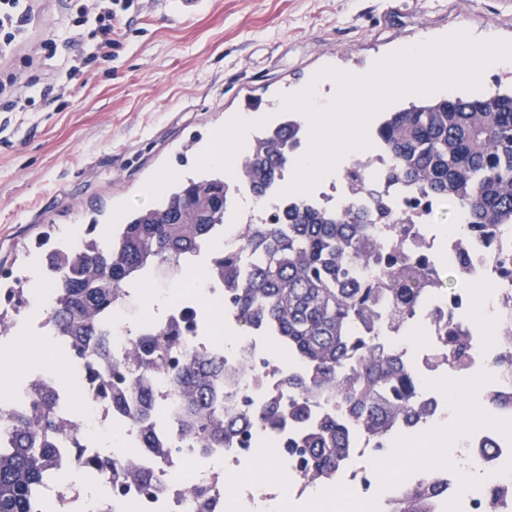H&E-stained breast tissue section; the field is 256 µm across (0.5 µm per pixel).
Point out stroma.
Returning <instances> with one entry per match:
<instances>
[{
    "instance_id": "obj_1",
    "label": "stroma",
    "mask_w": 512,
    "mask_h": 512,
    "mask_svg": "<svg viewBox=\"0 0 512 512\" xmlns=\"http://www.w3.org/2000/svg\"><path fill=\"white\" fill-rule=\"evenodd\" d=\"M142 0L116 58L98 61L71 97L35 112H0V274L28 273L44 231L151 207V184L208 173L203 155L227 118L278 112L291 88L332 68L365 71L395 47L458 29L512 42L504 0H207L171 19ZM37 0L38 25L0 57L18 90L52 70L37 50L65 18Z\"/></svg>"
}]
</instances>
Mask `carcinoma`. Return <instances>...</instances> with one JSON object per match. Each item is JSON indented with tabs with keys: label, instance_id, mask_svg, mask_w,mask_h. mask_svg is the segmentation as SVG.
<instances>
[{
	"label": "carcinoma",
	"instance_id": "obj_1",
	"mask_svg": "<svg viewBox=\"0 0 512 512\" xmlns=\"http://www.w3.org/2000/svg\"><path fill=\"white\" fill-rule=\"evenodd\" d=\"M299 126L289 115L240 162L244 185L255 200L278 184L296 152ZM373 138L390 158L389 181L414 196L464 211L481 232L494 224L512 227V90L502 88V82L467 97L411 95L406 105L382 113ZM159 196L156 206L128 216L103 237L92 221L80 240L49 249L42 266L43 277L54 282L49 319L55 335L67 337L77 357L96 370L100 395L118 410L125 409L130 381L121 362L112 359L105 317L125 289L146 283L162 269L183 271V259L224 225L231 201L221 172L190 177L173 190L166 185ZM386 221L397 232L405 228L380 200L370 211H320L299 197L286 220L251 225L241 253L211 257L210 265L235 289L242 326L271 325L315 372L288 377L296 398L287 407L273 402L259 417L248 411L230 414L215 401L224 365L188 351L172 373L179 403L175 432L200 438L206 448L222 447L256 423L276 428L285 417L301 420L306 404L322 397L338 402L340 413L310 424L291 444L310 482L338 478L356 426L389 447L390 425L415 416V376L394 352L352 339V326L380 319L381 297L388 304L387 325L396 326L423 296L447 288L445 273L411 263L398 249L389 254L374 247L378 226ZM364 266L376 268V287L358 279ZM18 283L0 285L7 295L0 328L8 326V308H19ZM443 340L448 360L467 352L458 327L448 326ZM170 347L167 338L147 337L135 342L134 352L145 372H162L168 369ZM348 359L352 369L345 377ZM11 426V448L0 454V512H34L35 490L58 461L55 441L74 430L57 420L54 396L42 390L34 393L28 412L12 416ZM436 487L430 475L403 488L398 512H429Z\"/></svg>",
	"mask_w": 512,
	"mask_h": 512
}]
</instances>
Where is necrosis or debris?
Returning a JSON list of instances; mask_svg holds the SVG:
<instances>
[{"label": "necrosis or debris", "mask_w": 512, "mask_h": 512, "mask_svg": "<svg viewBox=\"0 0 512 512\" xmlns=\"http://www.w3.org/2000/svg\"><path fill=\"white\" fill-rule=\"evenodd\" d=\"M350 162L366 178L364 192L350 195L341 179L327 177L312 192L313 204L328 210L344 203L371 209L377 200H384L393 215L408 222L410 233L402 244L391 232L381 231L380 247L391 251L402 245L410 254L431 262L445 260L447 266L462 271L468 282L455 292L424 297L415 314L399 327L367 323L357 329L358 334L398 352L418 380L422 414L394 423L388 430L390 438L400 444L402 464L384 470L377 462L378 439L357 428L339 479L312 484L301 475L288 449L298 434L293 425L274 432L257 425L251 442L210 449L202 448L197 437L177 435L172 429L176 402L170 375L143 376L130 354L136 339L175 331L171 368L180 364L189 349L223 361L224 380L216 400L229 412L247 410L258 415L268 403L287 404L293 397L287 385L289 374L310 370L285 344L276 342L271 330L241 329L228 289L221 278L210 274L197 282L174 279L178 297L162 296L152 310L136 318L128 317L126 301L112 310V356L128 363L131 377L143 378L164 414L163 420L152 423L154 450L136 453L142 436V427L135 421L137 397L129 398L125 410H115L98 395L93 374L74 355L68 339L48 335L46 321L54 293L47 288L41 297H24L28 316L24 328L32 344L52 348L53 365L65 368L68 378L60 380L53 365H30L22 368L21 380L11 383L5 399L20 413L35 389L49 388L55 393L61 418L79 427L78 439L58 450L59 464L40 495L41 512H89L91 500L107 505L108 512H288L295 505L308 506L310 512H396L398 490L427 474L445 483L432 502V512H484L486 485L512 487V324L504 320L512 310V275L501 265L512 257V228L479 233L461 212L453 230H438L432 223L435 205L411 208L408 193L388 183L385 154L366 148L354 153ZM291 203V195L275 192L258 208H235L232 220L214 240L213 251L237 253L251 225L264 223L270 214L286 213ZM476 286L487 292V309L474 308L472 289ZM203 302L218 305L207 330L196 311ZM451 321L469 336L465 358L452 364L444 361L440 343L441 330ZM474 403L481 407L482 417L469 421L456 434L462 449L460 466L443 467L432 453L440 442L427 430L447 418L451 409ZM77 456L96 459L97 464L75 466L72 460ZM117 457L127 469L152 470L155 488L113 476L105 463ZM258 461L265 464L263 477L241 479L243 467Z\"/></svg>", "instance_id": "4bbe7bcc"}]
</instances>
